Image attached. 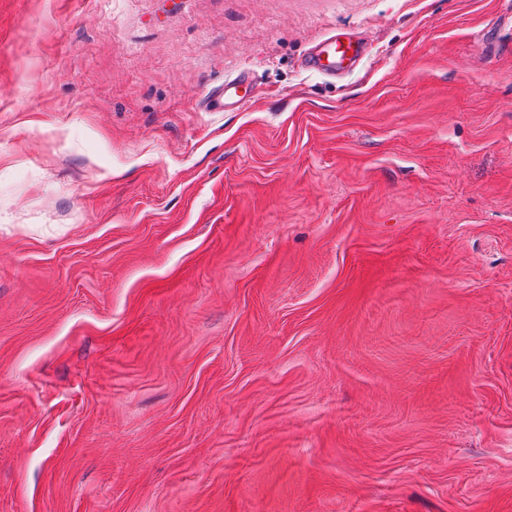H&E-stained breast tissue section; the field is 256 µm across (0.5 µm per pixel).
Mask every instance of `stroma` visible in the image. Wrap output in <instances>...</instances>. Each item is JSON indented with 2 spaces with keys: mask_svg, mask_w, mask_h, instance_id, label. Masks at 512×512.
I'll return each instance as SVG.
<instances>
[{
  "mask_svg": "<svg viewBox=\"0 0 512 512\" xmlns=\"http://www.w3.org/2000/svg\"><path fill=\"white\" fill-rule=\"evenodd\" d=\"M0 512H512V0H0ZM365 45L362 37L327 34L312 43L303 65L307 70L337 76L360 60ZM258 76L249 69L239 70L224 85L210 90L203 97L206 112H227L253 104L259 95Z\"/></svg>",
  "mask_w": 512,
  "mask_h": 512,
  "instance_id": "stroma-1",
  "label": "stroma"
}]
</instances>
